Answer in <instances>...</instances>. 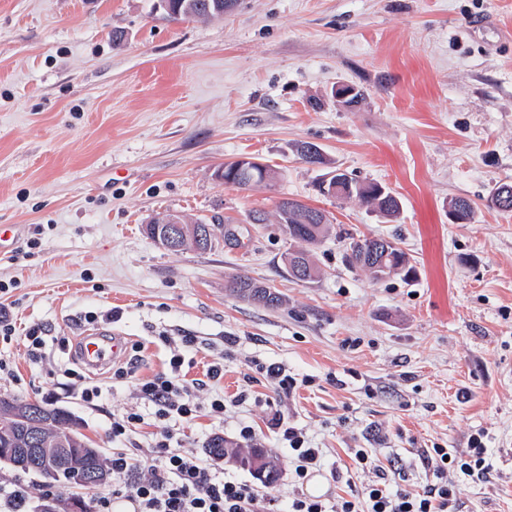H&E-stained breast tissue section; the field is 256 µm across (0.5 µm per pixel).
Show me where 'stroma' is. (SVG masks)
<instances>
[{"label": "stroma", "mask_w": 512, "mask_h": 512, "mask_svg": "<svg viewBox=\"0 0 512 512\" xmlns=\"http://www.w3.org/2000/svg\"><path fill=\"white\" fill-rule=\"evenodd\" d=\"M154 2L0 0V225L17 232L0 253V306L17 327L0 340V394L68 410L104 458L141 455L151 409L111 365L85 371L77 343L98 333L140 344L148 378L168 369L163 337L186 334L192 402L248 397L223 419H196L180 452L210 461L213 438L238 441L249 425L280 468L261 493L330 500L362 491L377 465L390 466L391 488L422 489L427 450L479 433L492 477L458 476L459 512H512V212L487 204L512 183V0H234L208 21L170 19ZM339 84L362 102L337 105ZM303 142L389 188L399 215L318 195ZM242 157L279 178H216ZM456 197L472 201L471 223L449 221ZM285 198L330 220L309 248L315 281L288 274ZM167 211L219 217L230 234L170 252L144 231ZM352 236L394 242L413 274L377 281L350 267ZM236 277L271 286L282 305L232 295ZM33 325L47 331L39 361L23 333ZM254 360L283 365L292 393L245 382ZM219 361L214 382L206 370ZM89 381L103 388L93 405L81 397ZM277 410L322 451L307 483L269 427ZM130 411L144 423L113 439V416ZM358 448L371 468L353 469ZM1 483L23 486L33 506L77 493L0 464Z\"/></svg>", "instance_id": "1"}]
</instances>
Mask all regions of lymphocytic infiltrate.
<instances>
[{"instance_id": "obj_1", "label": "lymphocytic infiltrate", "mask_w": 512, "mask_h": 512, "mask_svg": "<svg viewBox=\"0 0 512 512\" xmlns=\"http://www.w3.org/2000/svg\"><path fill=\"white\" fill-rule=\"evenodd\" d=\"M183 363L181 354H173L169 372L149 379L136 378L130 367H120L112 373L113 378L129 382L137 396L152 405L155 419L162 424L145 455L112 456L113 472L130 480L136 512H452L457 498L456 487L448 478L449 465L479 479L489 473L485 445L481 437L474 436L459 456H451L444 448L427 453L425 463L434 480L422 490L391 491L387 471L379 465L361 497L344 498L329 507L321 497L301 492L294 494L288 506H281L278 499L261 494L253 484L217 476L197 458L172 447L168 421L188 423L199 413L198 406L186 399L191 386L180 377ZM270 425L293 451L296 477L305 480L311 470L319 467L321 449L311 446L300 429L290 426L284 413H274Z\"/></svg>"}]
</instances>
